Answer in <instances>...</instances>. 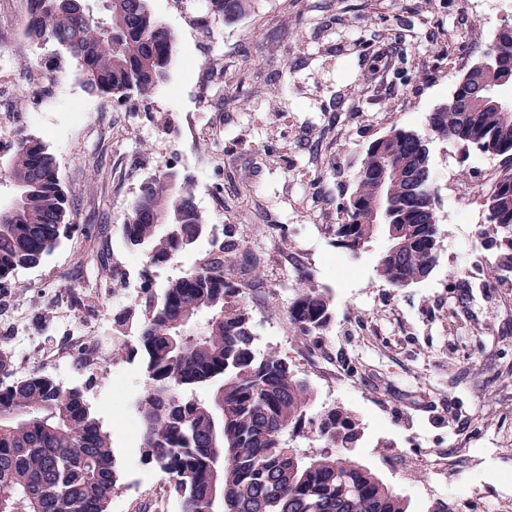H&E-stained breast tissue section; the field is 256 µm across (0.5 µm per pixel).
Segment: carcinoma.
<instances>
[{
	"instance_id": "cac0c4a2",
	"label": "carcinoma",
	"mask_w": 512,
	"mask_h": 512,
	"mask_svg": "<svg viewBox=\"0 0 512 512\" xmlns=\"http://www.w3.org/2000/svg\"><path fill=\"white\" fill-rule=\"evenodd\" d=\"M27 0L24 34L52 42L80 64L86 86L126 98L147 96L169 77L180 36L148 0ZM251 0H209L213 14L244 15ZM499 59L463 76L447 102L429 114V137L457 141L500 158V177L484 195L485 237L512 255V104L476 98V86L512 88V25L496 36ZM391 181V221L398 249L377 259V277L399 289L425 279L438 261L431 156L424 135L397 125L365 150L356 186L342 203L336 242L352 256L379 234L372 224L379 173ZM27 185L16 207L0 209V283L41 263L71 225L55 158L41 140L21 136L0 178ZM162 210L166 223L155 222ZM209 224L189 179L166 169L141 184L121 227L144 265L142 295L115 314L117 327L138 326L145 387L133 408L142 462L169 477L181 512H211L212 486L231 512H412L353 450L362 424L343 405L309 416L308 378L275 351L256 347L253 315L242 283L229 270L240 247L227 231L211 260L168 282L157 294L150 268L186 253ZM333 294L303 276L288 306L294 335L317 341L333 321ZM111 433L85 405L40 371L0 358V512H110L118 490Z\"/></svg>"
}]
</instances>
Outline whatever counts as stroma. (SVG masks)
I'll return each instance as SVG.
<instances>
[{
	"label": "stroma",
	"instance_id": "obj_1",
	"mask_svg": "<svg viewBox=\"0 0 512 512\" xmlns=\"http://www.w3.org/2000/svg\"><path fill=\"white\" fill-rule=\"evenodd\" d=\"M180 34L167 82L150 98L120 102L89 91L76 64L39 43L31 60L14 51L26 0H0V79L13 100L0 128L42 140L57 164L75 230L44 261L0 288V310L27 312L34 344L16 354L65 387L82 390L118 460L111 512H150L160 496L180 504L168 477L149 470L139 448L120 438L127 395L145 384L140 360L114 356L88 372L77 350L59 366L50 354L81 335L84 321L133 302L142 263L121 226L143 181L170 167L191 179L213 232L189 256L153 268L155 288L186 263L218 255L223 228L235 227L251 265L245 281L258 344L288 357L315 391L314 410L340 404L365 437L355 456L378 471L413 512L439 500L467 512H498L512 480V262L481 236L483 196L500 159L452 141L430 145L438 261L424 281L400 290L374 272L378 238L358 256L336 245L339 204L356 185L368 144L392 125L426 132L427 117L451 96L504 24L512 0H252L233 21L207 0H149ZM79 100L82 117L68 113ZM253 194L242 204L239 190ZM108 254L127 286L100 306L92 260ZM334 295L322 342L293 336L288 303L303 274ZM152 472V482L138 476Z\"/></svg>",
	"mask_w": 512,
	"mask_h": 512
}]
</instances>
